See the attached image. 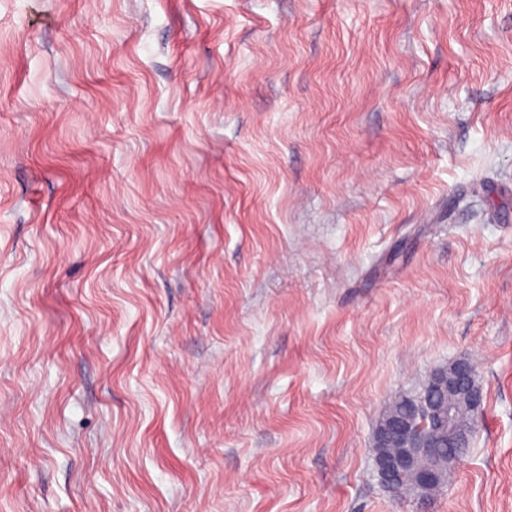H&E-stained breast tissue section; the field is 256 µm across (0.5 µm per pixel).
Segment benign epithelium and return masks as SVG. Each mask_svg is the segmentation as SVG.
<instances>
[{"mask_svg": "<svg viewBox=\"0 0 512 512\" xmlns=\"http://www.w3.org/2000/svg\"><path fill=\"white\" fill-rule=\"evenodd\" d=\"M429 394L419 404L421 425L413 428L406 420H393L378 426L375 439L386 441L395 436L399 448L389 453L383 448L375 451L374 466L381 485L393 489L397 483L412 481L420 500L430 501V490L445 484L447 462L433 460L430 468H423L422 461L433 453L435 445L445 435L455 437L456 444L467 446L476 432L477 421L471 419L468 427L460 430L453 406L444 407L435 398L437 392L463 397L470 411L481 404L482 392L476 384V371L467 360H458L435 372L429 379Z\"/></svg>", "mask_w": 512, "mask_h": 512, "instance_id": "7a95c632", "label": "benign epithelium"}]
</instances>
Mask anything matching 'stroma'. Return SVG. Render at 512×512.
Instances as JSON below:
<instances>
[{"mask_svg": "<svg viewBox=\"0 0 512 512\" xmlns=\"http://www.w3.org/2000/svg\"><path fill=\"white\" fill-rule=\"evenodd\" d=\"M0 512H512V0H0ZM476 371L467 360H458L435 372L429 379V394L419 404L421 426L411 428L406 420H393L378 426L374 440L386 441L395 436L399 448L388 453L385 448H376L374 466L381 485L392 490L398 482L411 480L420 500L426 504L432 498L431 489L444 486L448 466L444 460L434 459L429 469H423L422 461L433 453L435 445L448 434L454 436L456 444L468 447L476 432L475 410L482 401V392L476 384ZM448 391L441 397L444 407L435 398V392ZM463 397L472 413L471 423L458 429L455 408L448 404V396Z\"/></svg>", "mask_w": 512, "mask_h": 512, "instance_id": "35a3bbf8", "label": "stroma"}]
</instances>
